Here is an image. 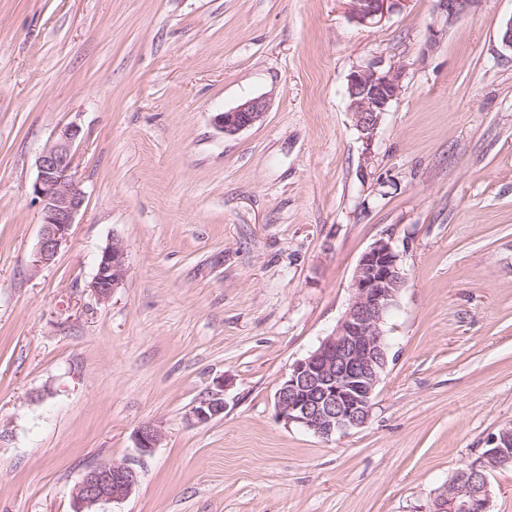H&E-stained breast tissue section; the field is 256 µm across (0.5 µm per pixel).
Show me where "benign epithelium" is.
<instances>
[{"label": "benign epithelium", "instance_id": "benign-epithelium-1", "mask_svg": "<svg viewBox=\"0 0 512 512\" xmlns=\"http://www.w3.org/2000/svg\"><path fill=\"white\" fill-rule=\"evenodd\" d=\"M394 0H353V15L366 21L385 14ZM401 92V72L377 61L348 77V109L366 145ZM262 97L244 100L213 117L215 128L234 135L262 122L267 114ZM82 135L76 123L59 127L36 161L31 192L41 207V233L33 255L36 271L50 265L67 241L86 194L75 177L74 148ZM128 253L123 240L112 238L102 249L87 288L107 302L125 284ZM406 274L391 238L377 239L355 268L352 297L335 329L306 357L294 362L276 392V408L288 426L296 425L326 440L363 427L369 420L376 388L389 363L390 345L384 329L396 305ZM224 413L221 392H213L192 407L190 419L205 424ZM160 430L141 425L134 439L139 455L152 454ZM512 465V424L488 438V448L458 469L432 499L426 512H491V470ZM141 474L131 463L102 462L89 469L72 492L74 512H97L102 503L132 495Z\"/></svg>", "mask_w": 512, "mask_h": 512}]
</instances>
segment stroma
I'll list each match as a JSON object with an SVG mask.
<instances>
[{
	"instance_id": "35a3bbf8",
	"label": "stroma",
	"mask_w": 512,
	"mask_h": 512,
	"mask_svg": "<svg viewBox=\"0 0 512 512\" xmlns=\"http://www.w3.org/2000/svg\"><path fill=\"white\" fill-rule=\"evenodd\" d=\"M352 6L0 0V512H73L106 460L141 481L103 512H419L512 422V0ZM378 60L401 92L367 144L347 80ZM259 96L263 122L215 128ZM70 122L86 202L36 271V159ZM384 235L406 282L367 424L285 425L284 376ZM115 237L128 274L101 303ZM394 1L397 0H353V15L361 21L381 17ZM127 272L128 253L125 243L119 238H112L98 257L96 272L88 289L99 302H108L125 284ZM223 391L222 388V390L217 392H211V394L196 402L190 412L191 420L197 424H205L223 414L224 398L223 394H221ZM160 430L151 423L141 425L135 432L136 448L141 457L152 454L160 441Z\"/></svg>"
}]
</instances>
